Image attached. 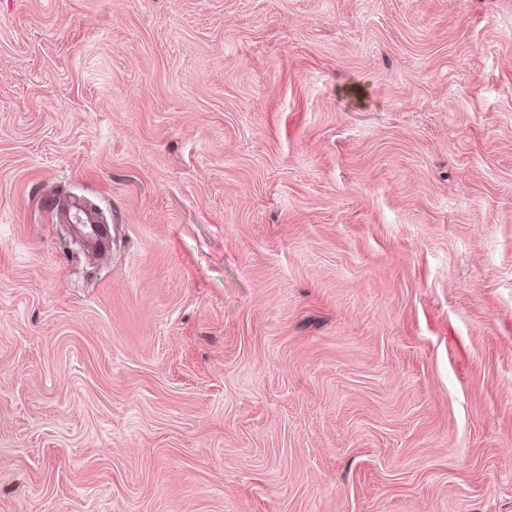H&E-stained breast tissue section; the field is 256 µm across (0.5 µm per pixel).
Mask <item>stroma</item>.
<instances>
[{"instance_id":"obj_1","label":"stroma","mask_w":512,"mask_h":512,"mask_svg":"<svg viewBox=\"0 0 512 512\" xmlns=\"http://www.w3.org/2000/svg\"><path fill=\"white\" fill-rule=\"evenodd\" d=\"M0 512H512V0H0ZM52 207L59 217V221L69 222L70 224H90L89 236L94 247L97 250L105 248L107 245V235L103 231V226L93 227V224L101 222L95 216V213L82 205L80 198H71L68 200H51Z\"/></svg>"}]
</instances>
